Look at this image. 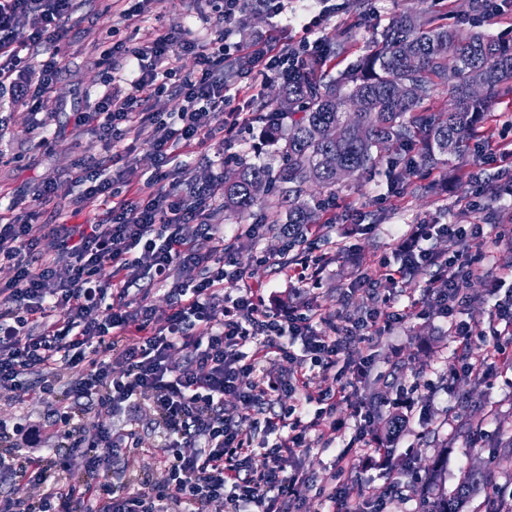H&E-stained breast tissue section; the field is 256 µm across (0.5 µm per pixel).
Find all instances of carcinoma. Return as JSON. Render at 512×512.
I'll list each match as a JSON object with an SVG mask.
<instances>
[{
	"label": "carcinoma",
	"instance_id": "obj_1",
	"mask_svg": "<svg viewBox=\"0 0 512 512\" xmlns=\"http://www.w3.org/2000/svg\"><path fill=\"white\" fill-rule=\"evenodd\" d=\"M510 87L512 43L406 13L338 77L282 84L269 101L288 118L269 135L282 163L273 172L238 162L224 174V211L243 214L261 203L286 207L285 222L273 224V231L292 249L314 222L308 186L334 194L343 178L364 174L384 158L393 185L409 187L403 154L415 152L421 170H434L449 156L464 158L482 117ZM445 89L452 104L437 109L432 101ZM494 478L492 469L473 465L448 490L435 462L426 486L416 490V512H462Z\"/></svg>",
	"mask_w": 512,
	"mask_h": 512
}]
</instances>
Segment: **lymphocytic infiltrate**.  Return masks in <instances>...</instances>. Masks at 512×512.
<instances>
[{"instance_id":"1","label":"lymphocytic infiltrate","mask_w":512,"mask_h":512,"mask_svg":"<svg viewBox=\"0 0 512 512\" xmlns=\"http://www.w3.org/2000/svg\"><path fill=\"white\" fill-rule=\"evenodd\" d=\"M249 0H208L217 17L209 38L183 40L174 33L149 43H116L131 72L125 88L105 87L95 108L76 127L102 131L113 159H122L126 131L136 130L153 150L157 166L137 186L115 187L96 162L84 164L75 181L78 209L107 203L105 220L91 224H43L0 212V262L13 269L0 284V389L22 388L40 395L43 417L0 419V512H208L216 500L227 512H296L295 486L308 483L287 463L316 434L324 447L341 437L345 422L336 408L353 400L341 369L361 375L365 349L394 326L436 313L449 322L466 373L485 360L512 369V350L496 342L482 358L471 353L472 330L454 314L480 275L482 225L417 224L395 238L399 265L372 259L373 276L363 290L365 318L316 329L315 306L296 304L272 312L256 289L241 285L237 243L211 221L206 182L179 181L185 156L216 138L217 117L230 110L229 132L251 127L250 109L237 107L241 82L305 74L326 61L312 23L300 26L297 45L270 37L250 44L228 37ZM75 0H0V98L20 113L32 133L47 127L48 89L58 74L57 55L33 70L30 54L59 41ZM30 30L27 47L14 45L18 26ZM194 50L199 69L179 75L178 49ZM176 79L180 110L160 118L145 104ZM463 242L450 253L429 247L433 237ZM426 274L423 298L396 307L381 284ZM168 288L170 313L157 321L146 298L130 289L141 280ZM234 284L225 296V284ZM205 324L206 335L195 332ZM288 359L287 376L274 373ZM300 404L285 408L283 394ZM236 405L226 409L224 400ZM110 421L85 442L83 421L92 410ZM148 410L164 435L160 465L168 481L145 496L112 486L113 462L143 448L134 427ZM272 444H256L257 433ZM55 443L48 453L46 443ZM387 460L383 442L357 433L336 456V468L318 495L333 512H354L352 474L366 457ZM92 478L70 481L73 460ZM41 488L39 498L25 489Z\"/></svg>"}]
</instances>
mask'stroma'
<instances>
[{"label": "stroma", "instance_id": "1", "mask_svg": "<svg viewBox=\"0 0 512 512\" xmlns=\"http://www.w3.org/2000/svg\"><path fill=\"white\" fill-rule=\"evenodd\" d=\"M78 3V10L65 23L59 55L62 72L50 90L52 114L45 137H33L26 125L12 116L0 127V152L5 155L0 163V208L13 209L19 216L37 210L36 221L40 224H58L70 218L80 224L105 216L102 205L87 208L77 216L72 213V202L79 192L73 180L77 163L81 158L105 152L98 132L74 126L77 113L93 110L112 74V63L104 58V51L115 42L141 43L146 33H163L175 26L188 28L194 39L207 36L196 13V0H148L137 22L125 17L124 0ZM310 4L311 0H286L280 13L264 7L247 9L233 37L252 40L271 35L295 43L298 34L289 29L288 17L293 12L303 13ZM316 7L321 13L316 34L329 56L325 69L333 75L365 55L372 39L403 13L418 11L428 19L444 15L449 22L465 28L471 24L467 0H447L443 6L435 0H364L366 24L356 30L350 27L349 0H322ZM125 142L132 148L130 155L107 168L106 174L118 183L134 184L154 172V155L135 131H127ZM222 149L218 139L198 149L183 174L187 180L208 178L210 201L218 209L224 205L225 166L219 159ZM231 150L251 163L272 167L278 164L275 148L267 141L260 122L253 130L239 134ZM510 169L512 156H489L481 140L476 139L470 144L467 162L450 158L447 166L415 179L413 189L404 192L392 190V174L384 161L360 180L344 181L333 198L335 222L327 223L325 211H318L320 238L294 250L302 259L322 255L328 258L317 287L306 289L305 299L313 302L323 316L338 323L364 317L365 305L353 289L370 273L367 259L384 256L391 263H398L394 235L415 224H492L502 208L512 207V195L502 192L499 180L500 173ZM473 172L480 173L490 192L479 198L477 209L471 211L466 204L470 198L468 178ZM48 179L54 182L49 203L39 206L29 197L18 199L17 188H27L30 195ZM273 219V210L257 206L243 216L226 217L218 212L214 221L223 225L228 237L246 224L266 225L267 230L256 245L246 244L240 249L239 267L250 284L263 288L266 303L285 306L295 302L297 283L289 279L287 272L274 267L282 256L283 243L269 229ZM511 249L512 243L506 241L487 242L483 262L486 275L473 280L467 301L457 310V319L470 323L477 343L493 342V305L512 298V284L496 289L491 286L502 275V255ZM455 348L445 320L433 313L396 325L391 335L374 343L372 365L355 381L357 399H392L399 388L410 387L418 380L426 382L427 388L415 406L408 431L397 443L392 461L383 467L364 466L354 472L356 498L386 489L395 477L405 486L421 485L427 465L443 449L448 452L443 465L447 487H454L461 471L479 461L490 463L496 473L497 489L512 487V455L498 450L503 435H512V370L500 368L490 360L482 375L459 373ZM350 412L348 405L338 408L337 416L346 425L334 448L323 449L320 442L313 440L295 458V465L313 480L312 485L296 488L300 512H323L315 487L329 477L338 448L346 446L357 431ZM465 418L482 426L483 442L479 447H471L459 428ZM137 428L146 446L129 464H113L112 481L130 483L135 492L150 494L165 484L167 473L157 462L154 447L158 439L150 416L139 415Z\"/></svg>", "mask_w": 512, "mask_h": 512}]
</instances>
